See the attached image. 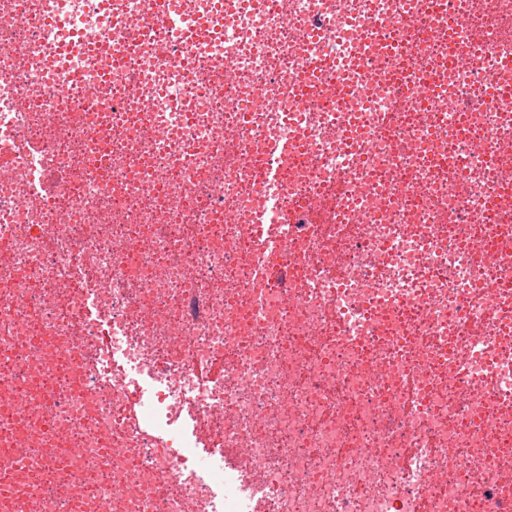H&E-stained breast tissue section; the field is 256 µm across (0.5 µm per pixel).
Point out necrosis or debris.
<instances>
[{"label":"necrosis or debris","instance_id":"necrosis-or-debris-1","mask_svg":"<svg viewBox=\"0 0 512 512\" xmlns=\"http://www.w3.org/2000/svg\"><path fill=\"white\" fill-rule=\"evenodd\" d=\"M447 2L0 0L13 512H512V0ZM263 224L258 227V234L264 235V250L257 262L256 269L254 271L253 277L257 279H267L270 278L274 274V270L269 265L267 259L276 256L282 248L281 241L271 234L268 229H265Z\"/></svg>","mask_w":512,"mask_h":512}]
</instances>
